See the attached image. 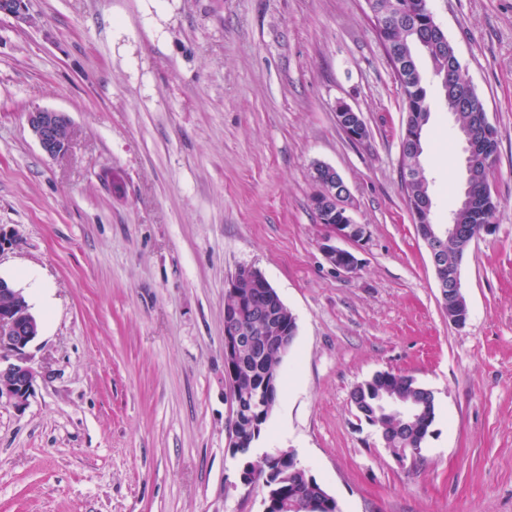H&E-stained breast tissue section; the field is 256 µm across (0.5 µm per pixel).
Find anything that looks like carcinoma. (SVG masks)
I'll return each mask as SVG.
<instances>
[{
	"mask_svg": "<svg viewBox=\"0 0 512 512\" xmlns=\"http://www.w3.org/2000/svg\"><path fill=\"white\" fill-rule=\"evenodd\" d=\"M370 13L387 20L377 35L391 62V67L402 95L403 112L406 123L401 140L400 157L406 160L414 157L420 161L423 155V134L430 118L427 102V77L417 63L416 51L426 54L432 65V75L436 78L443 93L447 112L452 116L460 137H466L469 126L477 125L478 113L486 111L484 100L477 92L464 99L462 107L454 101L462 95L465 80L460 74L461 65L454 46L444 33L429 24L427 0H366ZM491 166L478 163L467 177V181L480 193L483 211L474 216L464 209H455L454 215L461 218L462 224H491L498 204L492 197L488 175ZM248 326L256 336H273V326L263 320L251 317L244 312ZM290 347L281 344L272 349L246 351L240 360L224 363L225 376H234L239 389L245 393L259 392L265 372L279 373V365ZM279 378H274L270 389L267 408L263 411L247 405L241 413L239 423L238 448L233 454L248 465L253 481L274 496L270 512H282L288 504L290 489L299 488L296 503L297 512H327L317 499L315 491L307 485L306 471L299 473L288 468V451H279L278 459L270 462L263 458L258 465L251 461V449L261 438L268 417H270L278 396ZM391 394L417 401V414L411 425L394 424L395 417L388 411H379L380 397ZM352 402L364 419L378 431L386 433L391 448H420L422 439L429 434L435 421L433 392L418 384L408 376L391 375L387 379L374 377L361 384L352 393Z\"/></svg>",
	"mask_w": 512,
	"mask_h": 512,
	"instance_id": "obj_1",
	"label": "carcinoma"
}]
</instances>
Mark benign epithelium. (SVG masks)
<instances>
[{"label":"benign epithelium","mask_w":512,"mask_h":512,"mask_svg":"<svg viewBox=\"0 0 512 512\" xmlns=\"http://www.w3.org/2000/svg\"><path fill=\"white\" fill-rule=\"evenodd\" d=\"M30 0H0V15L11 17L18 22H29ZM337 121L348 138L360 139L365 126L359 113L347 105L339 106ZM26 123L35 137L42 152L55 158L64 154L70 144L72 121L69 114L62 110L34 107L25 113ZM312 173L318 181L317 189L311 200V206L317 212L336 216L341 215V223L329 224L328 235L324 238L322 249L330 264L336 268L353 272L358 267V259L349 250L336 246L335 240L346 239L361 241L366 235L365 226L359 224L348 211L343 196L349 190H336V170L326 164L316 163ZM418 230L425 242L434 266L438 283L440 301L448 304L453 298L463 296L461 275L448 274L446 254L443 249L444 238L458 233L456 224H420ZM276 290L256 268L241 267L228 282L226 295L238 297V305L224 308V344L228 352H241L245 348L259 345L267 347L273 337L266 336L261 342L242 324L240 311L253 308L258 296L265 299L275 297ZM7 299L0 306V402L5 401L16 408L25 406L33 391L37 371L30 347L38 336L36 320L26 307L22 290L0 277V299ZM391 454L404 465H415L421 458L419 448H392Z\"/></svg>","instance_id":"obj_1"}]
</instances>
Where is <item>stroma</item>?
<instances>
[{
  "label": "stroma",
  "instance_id": "stroma-1",
  "mask_svg": "<svg viewBox=\"0 0 512 512\" xmlns=\"http://www.w3.org/2000/svg\"><path fill=\"white\" fill-rule=\"evenodd\" d=\"M499 156L495 230L462 264L452 325L400 180L405 114L363 0H32L0 16V277L40 322L24 409L0 404V512H263L229 446L224 301L259 269L296 318L253 452L294 450L340 512H512V0H429ZM367 126L348 139L336 106ZM422 164L438 223L461 147L430 84ZM68 112L46 156L24 114ZM366 228L322 251L313 163ZM430 389L418 465L353 406L375 373Z\"/></svg>",
  "mask_w": 512,
  "mask_h": 512
}]
</instances>
